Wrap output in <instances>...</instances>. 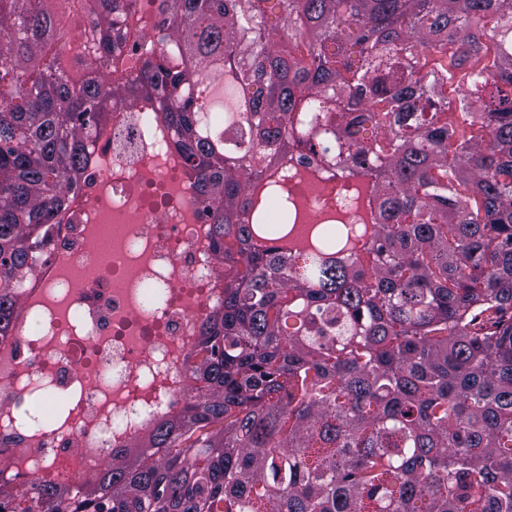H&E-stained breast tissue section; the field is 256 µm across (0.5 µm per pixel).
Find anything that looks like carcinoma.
<instances>
[{
    "mask_svg": "<svg viewBox=\"0 0 512 512\" xmlns=\"http://www.w3.org/2000/svg\"><path fill=\"white\" fill-rule=\"evenodd\" d=\"M51 2L0 0V338L115 100L161 114L232 275L185 414L0 512H512V0H170L175 50L116 82L123 0L75 38ZM294 149L348 170L315 223Z\"/></svg>",
    "mask_w": 512,
    "mask_h": 512,
    "instance_id": "1",
    "label": "carcinoma"
}]
</instances>
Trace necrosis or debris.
<instances>
[{"label":"necrosis or debris","mask_w":512,"mask_h":512,"mask_svg":"<svg viewBox=\"0 0 512 512\" xmlns=\"http://www.w3.org/2000/svg\"><path fill=\"white\" fill-rule=\"evenodd\" d=\"M142 13L123 53L165 45ZM66 221L34 257L12 336L0 340V482L73 486L189 401V356L224 304V265L195 182L159 116L117 102ZM122 225L110 255L96 228Z\"/></svg>","instance_id":"1"}]
</instances>
